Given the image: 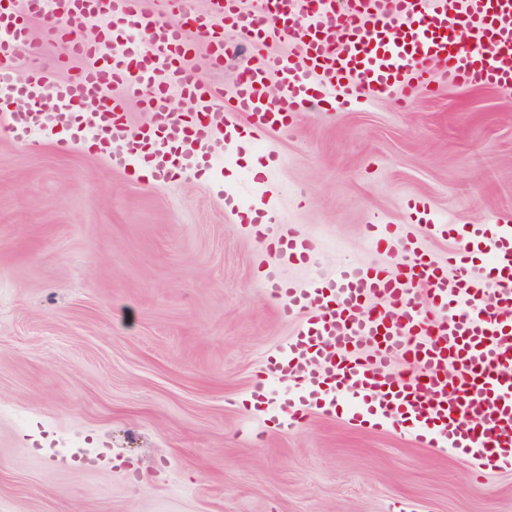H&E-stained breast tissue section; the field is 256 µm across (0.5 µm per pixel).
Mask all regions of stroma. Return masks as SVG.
<instances>
[{"mask_svg": "<svg viewBox=\"0 0 512 512\" xmlns=\"http://www.w3.org/2000/svg\"><path fill=\"white\" fill-rule=\"evenodd\" d=\"M283 164L246 182L264 154ZM316 240L303 284L338 264H398L366 245L403 225L439 258L456 224L512 222V100L488 87L326 99L234 148L218 170L154 184L75 141L0 139V512H512V470L476 480L407 435L311 413L287 429L245 405L297 327L257 279L273 258L224 200Z\"/></svg>", "mask_w": 512, "mask_h": 512, "instance_id": "obj_1", "label": "stroma"}]
</instances>
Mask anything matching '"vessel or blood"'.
I'll use <instances>...</instances> for the list:
<instances>
[{
	"mask_svg": "<svg viewBox=\"0 0 512 512\" xmlns=\"http://www.w3.org/2000/svg\"><path fill=\"white\" fill-rule=\"evenodd\" d=\"M159 2L146 12L141 0H23L0 12V135L37 152L38 133H53L65 152L89 130L113 170L141 166L165 183L222 162L249 128L288 129L320 97L394 92L405 103L437 74L512 91V0H256L252 9L209 0L203 13L196 0ZM30 15L52 20L50 36L69 45L54 65L29 43ZM89 17L92 41L77 35ZM228 28L254 51L229 89L201 79L222 68ZM272 39L288 50L261 54ZM131 99L153 116L135 130ZM177 99L188 111L174 110ZM99 100L108 107L86 126L82 108ZM430 228L459 242L444 261L424 259L398 225L374 224V248L406 255L396 271L342 265L300 288L282 268L313 264L314 241L288 224H255L278 258L261 272L268 297L282 318L303 322L266 358L250 398L290 427L341 402L352 424H411L423 446L452 448L480 473L511 470L512 224ZM278 382L288 390L276 392Z\"/></svg>",
	"mask_w": 512,
	"mask_h": 512,
	"instance_id": "obj_1",
	"label": "vessel or blood"
}]
</instances>
